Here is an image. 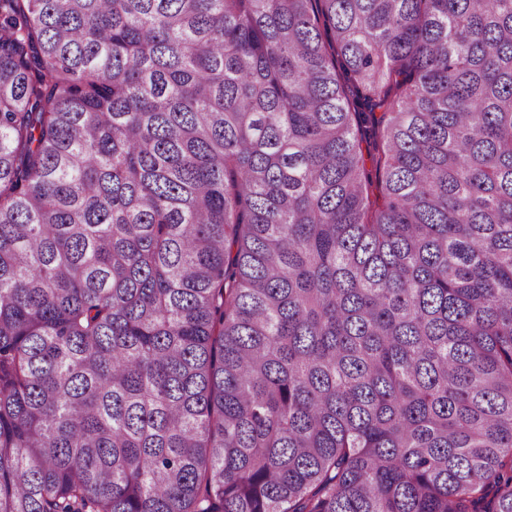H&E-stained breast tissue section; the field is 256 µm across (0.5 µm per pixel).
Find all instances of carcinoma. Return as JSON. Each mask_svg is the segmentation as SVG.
<instances>
[{
  "label": "carcinoma",
  "instance_id": "1",
  "mask_svg": "<svg viewBox=\"0 0 512 512\" xmlns=\"http://www.w3.org/2000/svg\"><path fill=\"white\" fill-rule=\"evenodd\" d=\"M0 512H512V0H0Z\"/></svg>",
  "mask_w": 512,
  "mask_h": 512
}]
</instances>
